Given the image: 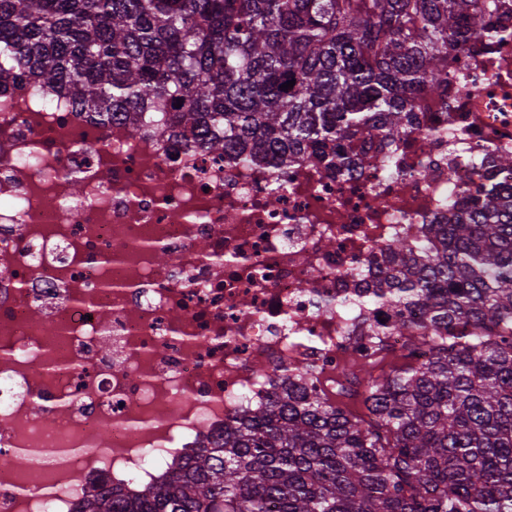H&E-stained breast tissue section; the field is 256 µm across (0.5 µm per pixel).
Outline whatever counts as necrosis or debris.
I'll return each mask as SVG.
<instances>
[{"mask_svg": "<svg viewBox=\"0 0 512 512\" xmlns=\"http://www.w3.org/2000/svg\"><path fill=\"white\" fill-rule=\"evenodd\" d=\"M476 3L494 35L449 46L424 133L349 174L119 136L39 84H0V512H77L94 481L141 492L265 401L256 367L310 365L332 395L377 359L352 336L358 307L315 300L446 222L512 153V0Z\"/></svg>", "mask_w": 512, "mask_h": 512, "instance_id": "1", "label": "necrosis or debris"}]
</instances>
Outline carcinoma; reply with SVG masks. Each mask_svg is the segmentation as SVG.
<instances>
[{"instance_id":"carcinoma-1","label":"carcinoma","mask_w":512,"mask_h":512,"mask_svg":"<svg viewBox=\"0 0 512 512\" xmlns=\"http://www.w3.org/2000/svg\"><path fill=\"white\" fill-rule=\"evenodd\" d=\"M472 4L0 0V78L133 132L170 119L244 162L348 171L418 131V100L448 89V43L476 33ZM380 253L357 301L392 314L366 331L405 337L411 362L356 379L368 419L294 365L162 483L94 486L83 512H512V185L491 174L447 223Z\"/></svg>"}]
</instances>
